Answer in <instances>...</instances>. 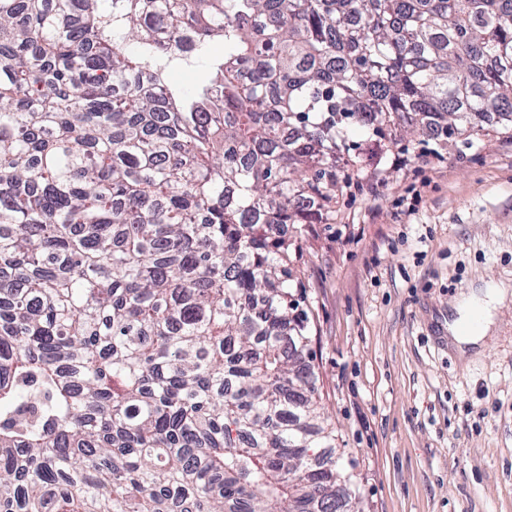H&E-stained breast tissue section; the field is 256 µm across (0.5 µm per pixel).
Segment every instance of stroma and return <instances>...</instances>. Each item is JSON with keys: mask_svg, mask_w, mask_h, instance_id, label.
I'll return each mask as SVG.
<instances>
[{"mask_svg": "<svg viewBox=\"0 0 512 512\" xmlns=\"http://www.w3.org/2000/svg\"><path fill=\"white\" fill-rule=\"evenodd\" d=\"M418 140L364 164L331 223L283 227L329 457L363 512H512V295L478 351L448 343L461 294L512 283V138L441 158Z\"/></svg>", "mask_w": 512, "mask_h": 512, "instance_id": "1", "label": "stroma"}]
</instances>
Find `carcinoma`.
Wrapping results in <instances>:
<instances>
[{
	"instance_id": "1",
	"label": "carcinoma",
	"mask_w": 512,
	"mask_h": 512,
	"mask_svg": "<svg viewBox=\"0 0 512 512\" xmlns=\"http://www.w3.org/2000/svg\"><path fill=\"white\" fill-rule=\"evenodd\" d=\"M402 126L512 132V0H0V512H336L280 226ZM206 65L207 59L201 58L193 60L191 63H172L169 69L171 70L172 80L174 83L179 86L190 87L205 78ZM182 73L189 74L190 83L188 85L178 79V76Z\"/></svg>"
}]
</instances>
